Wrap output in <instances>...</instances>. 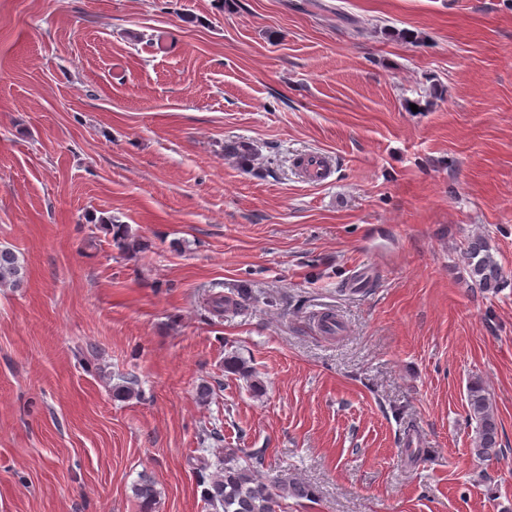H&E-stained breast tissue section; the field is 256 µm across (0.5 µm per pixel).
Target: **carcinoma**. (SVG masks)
<instances>
[{"instance_id":"obj_1","label":"carcinoma","mask_w":512,"mask_h":512,"mask_svg":"<svg viewBox=\"0 0 512 512\" xmlns=\"http://www.w3.org/2000/svg\"><path fill=\"white\" fill-rule=\"evenodd\" d=\"M113 240L123 250L141 248V243L130 238L121 224L113 230ZM463 259L474 287L490 291L503 286L502 267L484 237L477 236L468 242ZM25 275L24 264L18 255L8 247L0 248V285L18 286ZM467 416L475 423L474 453L486 460L498 457L501 453L498 420L483 381L478 377L468 385ZM261 464V454L246 453L242 448H226L224 455L213 462L200 458L199 469H213L209 480L200 482L201 498L221 512H277L278 497L282 495L297 499L312 495L306 484L293 478L279 482L276 489L268 485L257 476V467ZM135 495L145 506H150L156 497L153 480L146 476L141 478L135 487Z\"/></svg>"}]
</instances>
